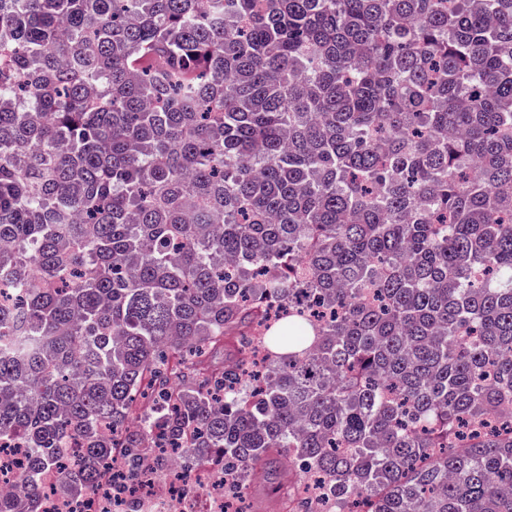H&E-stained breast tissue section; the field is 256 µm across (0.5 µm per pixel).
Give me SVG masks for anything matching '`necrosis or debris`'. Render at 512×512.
I'll return each mask as SVG.
<instances>
[{
  "label": "necrosis or debris",
  "mask_w": 512,
  "mask_h": 512,
  "mask_svg": "<svg viewBox=\"0 0 512 512\" xmlns=\"http://www.w3.org/2000/svg\"><path fill=\"white\" fill-rule=\"evenodd\" d=\"M60 471L56 457L41 468L42 512H128L132 506L137 512H241L243 507L242 498L225 491L223 474L211 468H199L192 474L196 484L209 490L202 502L183 491L180 477L156 479L147 461L130 489L124 491L117 489L116 483L123 480L125 465L121 456H114L111 481L105 483L102 494L93 497L60 491Z\"/></svg>",
  "instance_id": "1"
}]
</instances>
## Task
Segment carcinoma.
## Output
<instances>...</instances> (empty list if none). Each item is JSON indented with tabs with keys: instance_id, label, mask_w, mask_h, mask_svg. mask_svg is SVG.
<instances>
[{
	"instance_id": "cac0c4a2",
	"label": "carcinoma",
	"mask_w": 512,
	"mask_h": 512,
	"mask_svg": "<svg viewBox=\"0 0 512 512\" xmlns=\"http://www.w3.org/2000/svg\"><path fill=\"white\" fill-rule=\"evenodd\" d=\"M0 281V512L66 440L512 512V0H0ZM26 461L25 448H7L0 453V489L11 486Z\"/></svg>"
}]
</instances>
